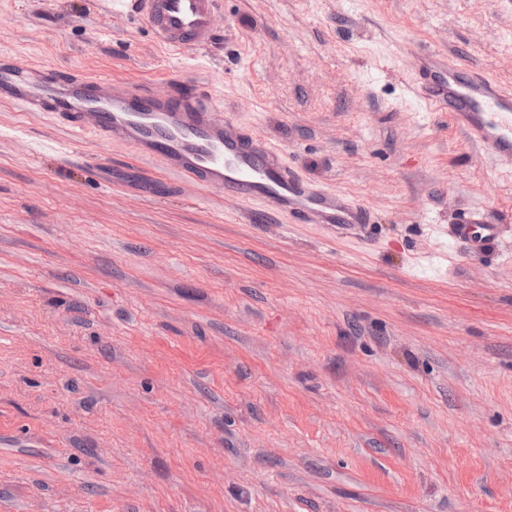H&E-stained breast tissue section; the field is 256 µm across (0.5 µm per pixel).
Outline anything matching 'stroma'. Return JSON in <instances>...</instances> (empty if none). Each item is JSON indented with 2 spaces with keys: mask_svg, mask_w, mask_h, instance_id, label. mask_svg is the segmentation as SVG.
Listing matches in <instances>:
<instances>
[{
  "mask_svg": "<svg viewBox=\"0 0 512 512\" xmlns=\"http://www.w3.org/2000/svg\"><path fill=\"white\" fill-rule=\"evenodd\" d=\"M201 51L111 0H0V57L160 91L370 223L146 176L0 99V512H512V160L420 94L512 86V0H222ZM478 207L483 252L448 230Z\"/></svg>",
  "mask_w": 512,
  "mask_h": 512,
  "instance_id": "stroma-1",
  "label": "stroma"
}]
</instances>
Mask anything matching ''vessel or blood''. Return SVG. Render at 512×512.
<instances>
[{"label": "vessel or blood", "mask_w": 512, "mask_h": 512, "mask_svg": "<svg viewBox=\"0 0 512 512\" xmlns=\"http://www.w3.org/2000/svg\"><path fill=\"white\" fill-rule=\"evenodd\" d=\"M114 7L143 15L154 37L176 50L206 49L215 37L220 0H113ZM422 96L426 106L450 113L489 157L512 159V89L478 69H461L445 54H428ZM0 95L30 112H48L76 134L100 143H123L186 182L250 201L317 224H361L360 204L305 187L281 148L261 137L245 138L211 112L202 84L161 92L147 82L61 75L0 60ZM498 225L470 215L453 232L473 251L496 245Z\"/></svg>", "instance_id": "obj_1"}]
</instances>
